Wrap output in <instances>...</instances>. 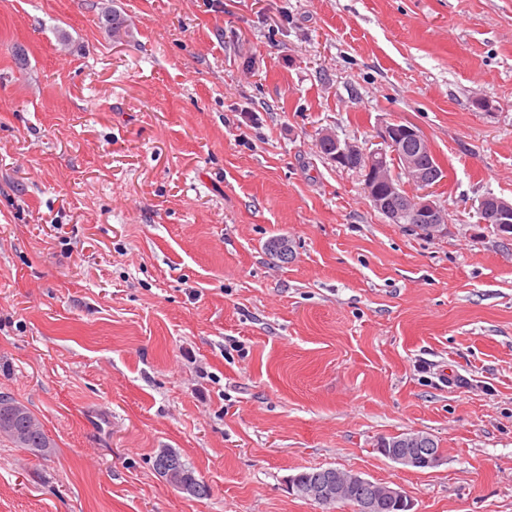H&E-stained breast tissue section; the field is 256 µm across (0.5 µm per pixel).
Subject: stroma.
<instances>
[{
    "instance_id": "stroma-1",
    "label": "stroma",
    "mask_w": 512,
    "mask_h": 512,
    "mask_svg": "<svg viewBox=\"0 0 512 512\" xmlns=\"http://www.w3.org/2000/svg\"><path fill=\"white\" fill-rule=\"evenodd\" d=\"M396 121L445 172L446 235L320 150ZM489 192L512 200V0H0V395L55 444L0 437V512H353L288 483L328 467L412 512H512ZM410 432L438 467L377 452ZM101 24L112 39L121 40L130 36L131 26L127 17L112 9L104 11L101 15ZM411 435L417 436L418 439L414 448L409 445V441L412 439ZM411 435L403 433L390 439H382L378 442L376 450L380 453L379 448H383L384 457L408 468L428 469L438 466L442 461V452L435 440L430 436L419 433H412ZM401 443L406 444V447L392 448V446ZM387 444L392 445L391 448L390 446L387 448ZM433 448H438L436 453L433 452ZM154 469L174 488L190 497L205 498L209 494L208 486L197 478L193 467L172 449L164 448L157 454ZM170 471L175 472L173 476H169Z\"/></svg>"
}]
</instances>
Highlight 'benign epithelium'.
Segmentation results:
<instances>
[{
    "label": "benign epithelium",
    "mask_w": 512,
    "mask_h": 512,
    "mask_svg": "<svg viewBox=\"0 0 512 512\" xmlns=\"http://www.w3.org/2000/svg\"><path fill=\"white\" fill-rule=\"evenodd\" d=\"M378 138L382 147L373 150L332 132L323 133L319 143L336 165L362 172L365 193L389 223L423 224L432 236L447 232L446 213L433 199L444 177L434 164L429 141L415 126L399 122L383 126ZM476 215L478 226L495 232L503 224L512 225V201L488 193L478 200ZM383 456L413 469L434 468L442 461V452L431 448L389 447L383 449ZM352 490L358 492L356 512H375L380 501L412 508L401 489L354 472L330 469L307 486L310 499L324 504L340 502Z\"/></svg>",
    "instance_id": "obj_1"
}]
</instances>
